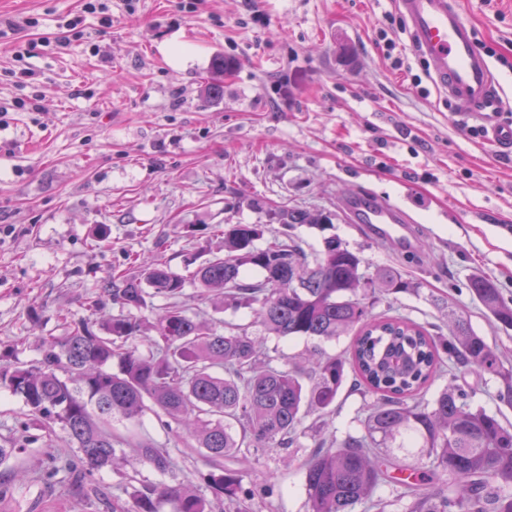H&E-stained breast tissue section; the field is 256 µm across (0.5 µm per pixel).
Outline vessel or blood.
I'll list each match as a JSON object with an SVG mask.
<instances>
[{
	"mask_svg": "<svg viewBox=\"0 0 512 512\" xmlns=\"http://www.w3.org/2000/svg\"><path fill=\"white\" fill-rule=\"evenodd\" d=\"M412 43L425 60L439 91L456 111L460 126L477 127L498 152L512 155V122L505 97L486 56L477 49L472 25L459 0H395ZM339 205L349 222L369 225L382 240L404 238L410 216L365 193L342 197Z\"/></svg>",
	"mask_w": 512,
	"mask_h": 512,
	"instance_id": "obj_1",
	"label": "vessel or blood"
}]
</instances>
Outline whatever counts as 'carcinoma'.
Returning <instances> with one entry per match:
<instances>
[{"mask_svg":"<svg viewBox=\"0 0 512 512\" xmlns=\"http://www.w3.org/2000/svg\"><path fill=\"white\" fill-rule=\"evenodd\" d=\"M230 62L216 57L207 92H221ZM281 230L262 246L260 224H233L224 235V256L196 271L200 297H218L226 307L249 309L264 330L277 337L336 340L355 332L343 355L307 358L284 367L271 365L263 344L248 327L226 323L204 329L184 301V279L157 259L135 270L115 271L86 301L112 300L119 313L93 329L89 319L59 312L65 335L47 341L35 363L0 365V386L21 398L26 413L18 421L37 422L41 441L53 447L56 429L78 455L67 463V485L102 512H212L190 487L141 484L122 500L92 481L104 468L148 464L159 473L172 469L167 446L146 431L143 417L164 415L167 434L190 447L197 444L208 472L204 481L215 500L249 512L255 496L271 487L244 492L227 459H247L251 451L297 448L311 440L302 464L308 512H512V425L474 403L473 390L451 375L433 400L429 386L445 368L486 375L503 386L512 405V366H506L467 320L454 319L448 339L402 317L373 315L366 300L409 288L399 269L362 271L363 259L334 236L307 252L291 233L297 224L318 225L321 213L281 207ZM264 272L258 280L248 267ZM472 292L494 320L512 329V301L484 277ZM161 297L155 335L142 339L140 312L147 299ZM147 342L148 352L139 350ZM350 366L366 404L363 432L337 438L325 416ZM317 414L308 426L304 419ZM126 422L125 431L114 422ZM131 448L134 454H117ZM391 487L392 499L377 494Z\"/></svg>","mask_w":512,"mask_h":512,"instance_id":"1","label":"carcinoma"}]
</instances>
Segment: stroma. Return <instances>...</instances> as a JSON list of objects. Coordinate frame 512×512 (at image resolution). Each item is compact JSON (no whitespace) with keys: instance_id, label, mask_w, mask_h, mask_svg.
I'll list each match as a JSON object with an SVG mask.
<instances>
[{"instance_id":"35a3bbf8","label":"stroma","mask_w":512,"mask_h":512,"mask_svg":"<svg viewBox=\"0 0 512 512\" xmlns=\"http://www.w3.org/2000/svg\"><path fill=\"white\" fill-rule=\"evenodd\" d=\"M83 0H0V23L28 17L0 45V363L34 362L65 330V309L86 316L87 297L112 269L155 256L186 278L185 303L210 327L248 325L274 364L320 350L340 355L350 337L314 342L266 334L252 311L199 301L192 275L223 253L219 229L262 224L287 206L331 218L296 225L305 247L336 236L366 273L398 268L409 289L380 296L372 314L393 312L449 335V314L468 320L512 363V330L473 295L475 275L512 299V157L461 130L446 96L417 57L394 0H112L87 15L83 37L45 46L57 19ZM480 50L512 99V0H460ZM233 67L224 92L207 93L215 56ZM33 69L24 86L16 73ZM34 96L37 110L13 108ZM367 191L403 207L416 249L403 255L350 223L339 196ZM364 401L344 381L331 417L338 435L360 431ZM304 448L236 462L243 487H275L278 512H308ZM165 476L147 465L104 470L120 493L130 481L192 483L209 490L200 449L174 450ZM56 478L15 481L0 512H49Z\"/></svg>"}]
</instances>
